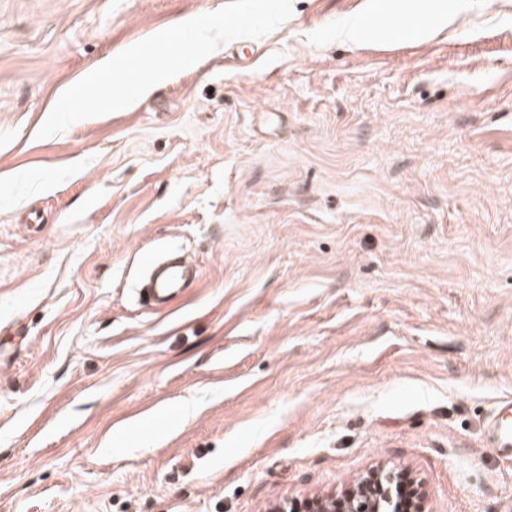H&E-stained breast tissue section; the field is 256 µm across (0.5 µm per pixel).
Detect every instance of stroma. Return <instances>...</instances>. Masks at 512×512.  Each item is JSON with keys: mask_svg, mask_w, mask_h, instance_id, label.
Returning a JSON list of instances; mask_svg holds the SVG:
<instances>
[{"mask_svg": "<svg viewBox=\"0 0 512 512\" xmlns=\"http://www.w3.org/2000/svg\"><path fill=\"white\" fill-rule=\"evenodd\" d=\"M226 0H0V512H273L408 473L512 512V0L419 41L289 19L40 139L102 59ZM201 271L162 312L140 262ZM486 441L493 448L512 447V401L500 403L486 426Z\"/></svg>", "mask_w": 512, "mask_h": 512, "instance_id": "35a3bbf8", "label": "stroma"}]
</instances>
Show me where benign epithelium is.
Wrapping results in <instances>:
<instances>
[{
    "label": "benign epithelium",
    "mask_w": 512,
    "mask_h": 512,
    "mask_svg": "<svg viewBox=\"0 0 512 512\" xmlns=\"http://www.w3.org/2000/svg\"><path fill=\"white\" fill-rule=\"evenodd\" d=\"M405 474L384 470L371 473L360 488L343 495H331L325 499L308 500L304 509L294 512H383V505L394 506L392 485Z\"/></svg>",
    "instance_id": "benign-epithelium-1"
}]
</instances>
